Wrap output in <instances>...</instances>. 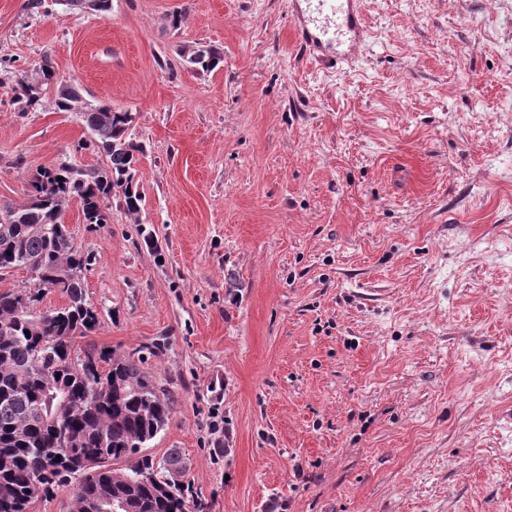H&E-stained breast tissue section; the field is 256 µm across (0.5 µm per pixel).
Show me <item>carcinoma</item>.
Returning <instances> with one entry per match:
<instances>
[{
    "instance_id": "carcinoma-1",
    "label": "carcinoma",
    "mask_w": 512,
    "mask_h": 512,
    "mask_svg": "<svg viewBox=\"0 0 512 512\" xmlns=\"http://www.w3.org/2000/svg\"><path fill=\"white\" fill-rule=\"evenodd\" d=\"M220 59L216 50H200L190 63L207 71ZM33 72L17 81L19 111L35 109L44 89L54 87L57 110L79 116L92 135L89 145L109 163L90 172L68 163L39 168L27 179V204H0V278L24 268L32 279L30 287L0 291V512H24L28 502L64 487L71 512H84L91 498L112 512L118 494L133 512H186L176 457L162 461L158 478L138 479L152 466L138 453L168 423L172 396L131 358L79 345L99 318L79 276L88 257L61 221L77 199L86 223H109L103 200L117 189L127 212H139L141 196L129 186L140 151L128 134L131 113L83 101L77 88L58 82L46 61ZM55 289L66 304L30 311ZM63 444L67 460L89 462L74 483L54 462Z\"/></svg>"
}]
</instances>
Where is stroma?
<instances>
[{"label": "stroma", "mask_w": 512, "mask_h": 512, "mask_svg": "<svg viewBox=\"0 0 512 512\" xmlns=\"http://www.w3.org/2000/svg\"><path fill=\"white\" fill-rule=\"evenodd\" d=\"M31 2L0 0V59L133 115L140 212L63 220L88 343L173 394L144 454L204 512H512V0H362L333 71L295 0ZM15 88L0 69V203L105 165L54 90L19 112Z\"/></svg>", "instance_id": "1"}]
</instances>
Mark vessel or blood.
<instances>
[{
    "label": "vessel or blood",
    "instance_id": "vessel-or-blood-1",
    "mask_svg": "<svg viewBox=\"0 0 512 512\" xmlns=\"http://www.w3.org/2000/svg\"><path fill=\"white\" fill-rule=\"evenodd\" d=\"M292 22L299 48L315 60L345 64L362 52L361 0H304Z\"/></svg>",
    "mask_w": 512,
    "mask_h": 512
}]
</instances>
